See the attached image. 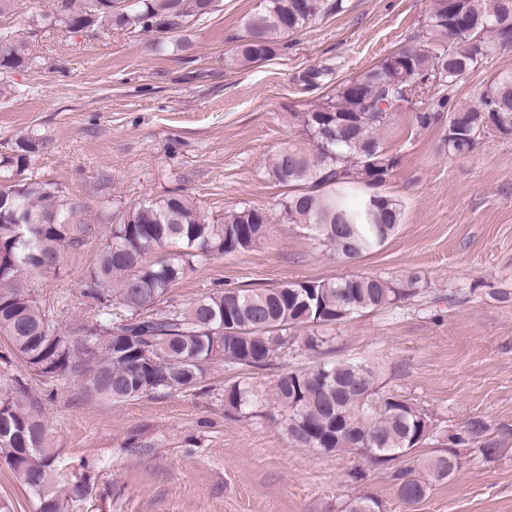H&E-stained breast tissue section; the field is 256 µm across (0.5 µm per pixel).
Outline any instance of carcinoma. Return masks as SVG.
<instances>
[{"instance_id":"obj_1","label":"carcinoma","mask_w":512,"mask_h":512,"mask_svg":"<svg viewBox=\"0 0 512 512\" xmlns=\"http://www.w3.org/2000/svg\"><path fill=\"white\" fill-rule=\"evenodd\" d=\"M216 7L217 0H57L52 12L31 18V25L176 36ZM344 8L345 0H263L247 18L231 62L265 61L281 38ZM495 44H512V0H432L421 41L400 46L340 83L321 106L290 113L309 147L290 142L269 160L268 177L288 188L279 221L301 227L346 259L385 244L403 211L382 191L394 159L381 133L397 113L409 112L422 129L442 127L443 150L465 157L488 123L512 130V75L492 81L475 104H456L450 96L487 62ZM33 61L25 40L0 33V70ZM41 146L34 135L17 138L11 155L0 158V172L21 173ZM81 208L52 183L21 179L0 185V212L16 215H0V340L36 375L50 380L79 373L85 392L113 404L192 386L216 362L264 369L297 342L298 329L309 330L305 345L318 348L329 343L336 326L361 312L387 309L401 296L388 279L356 275L262 290L225 288L185 310L165 309L162 298L186 271L214 256L250 250L267 238L273 221L268 211L249 207L211 222L187 198L171 194L113 213L110 239L82 289L97 309L96 319L63 333L26 282L33 272L54 269L60 247L73 243L70 225ZM159 250L162 258L149 259ZM228 321L244 332H222ZM9 356L0 354V363L9 364ZM264 405L278 409L280 424L297 446L317 450L339 421L376 441L377 464L401 459L424 431L420 409L381 393L377 370L367 361H318L267 387L242 380L224 388V406L237 414ZM0 457L37 500L38 512H64L57 449L17 378L0 384ZM459 467L455 451L437 453L422 461V475L399 472L398 496L405 504L417 503ZM344 512H380V505L371 497H354Z\"/></svg>"}]
</instances>
